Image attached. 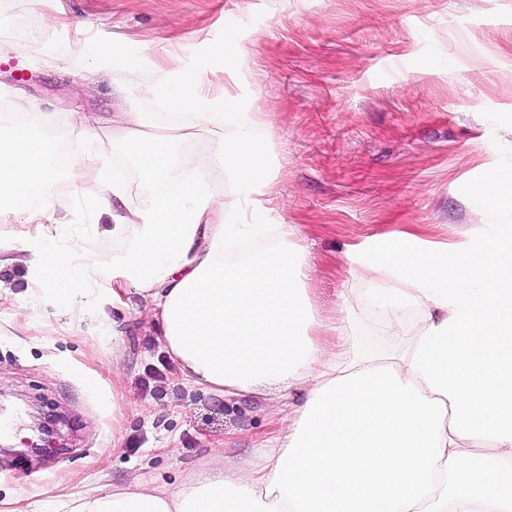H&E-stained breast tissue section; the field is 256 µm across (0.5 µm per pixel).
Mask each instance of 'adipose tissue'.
I'll return each mask as SVG.
<instances>
[{
	"mask_svg": "<svg viewBox=\"0 0 512 512\" xmlns=\"http://www.w3.org/2000/svg\"><path fill=\"white\" fill-rule=\"evenodd\" d=\"M239 61L224 47L197 67L160 66L148 92L171 110L161 134L150 132L152 113H113L142 176L181 181L117 217L113 235L130 241L121 253L83 261L40 223L85 182L97 205L121 197L106 159L86 153L63 190L51 168L56 141L23 124L0 134V204L35 225L30 274L59 311L94 305L85 282L104 275L113 301L131 289L151 299L187 382L229 395L269 385L305 393L250 473L215 468L170 492L80 497L69 512H512V224L449 243L404 231L350 247L349 267L386 321L419 316L404 351L375 359L347 310L331 324L317 318L295 228L226 223L208 191L227 176L260 195L272 177L259 113L200 78ZM192 129L213 139L186 156L179 147ZM382 269L393 287L378 282Z\"/></svg>",
	"mask_w": 512,
	"mask_h": 512,
	"instance_id": "obj_1",
	"label": "adipose tissue"
}]
</instances>
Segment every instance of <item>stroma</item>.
<instances>
[{
	"label": "stroma",
	"mask_w": 512,
	"mask_h": 512,
	"mask_svg": "<svg viewBox=\"0 0 512 512\" xmlns=\"http://www.w3.org/2000/svg\"><path fill=\"white\" fill-rule=\"evenodd\" d=\"M108 43L136 66L78 65ZM225 44L239 51L238 69L203 79L267 125L266 221L297 227L319 316L335 320L347 303L362 343L380 356L402 347L404 332L375 316L346 250L411 224L456 241L512 223V209L472 195L489 173L512 168V0H0V129L49 115L46 134L67 141L71 161L94 151L136 169L120 131L91 142L71 116L152 112L164 126V106L145 93L158 63L194 66ZM156 190L129 178L111 211L83 198L49 210L45 224L78 256L120 252L128 240L113 235V212ZM6 256L0 406L15 414L21 441L37 438L39 418L55 419L57 443L0 455V512H45L133 484L171 491L215 462L257 464L266 440L285 431L299 392L227 396L192 385L149 299L130 290L113 304L111 279L95 276L100 305L62 317L29 277L27 253Z\"/></svg>",
	"instance_id": "obj_1"
}]
</instances>
